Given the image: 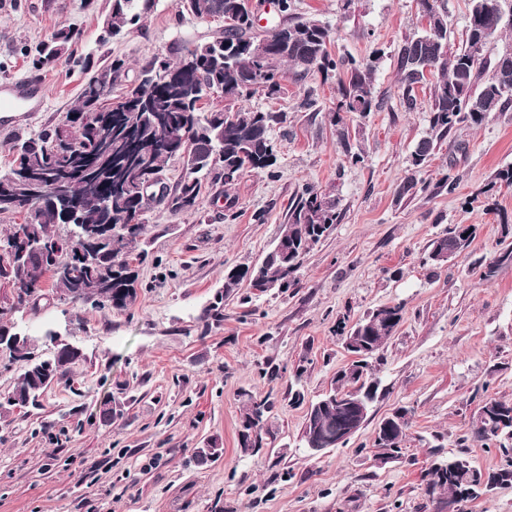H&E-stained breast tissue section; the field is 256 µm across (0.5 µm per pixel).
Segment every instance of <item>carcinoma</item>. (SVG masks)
Returning a JSON list of instances; mask_svg holds the SVG:
<instances>
[{
  "label": "carcinoma",
  "mask_w": 512,
  "mask_h": 512,
  "mask_svg": "<svg viewBox=\"0 0 512 512\" xmlns=\"http://www.w3.org/2000/svg\"><path fill=\"white\" fill-rule=\"evenodd\" d=\"M251 2L179 0L180 6L196 18L206 5H212L214 14L224 20V36L187 47L174 58L151 56L139 67L140 85L129 87L116 104L112 98L101 96V88L124 77L129 62L114 57L98 68L66 114L72 135L69 153H55L50 148L58 135L56 126L36 137L18 136L12 141L10 167L0 172V196L13 189L21 170L32 167L68 180L81 209L67 215L54 199L45 197L29 209V217L21 228L29 244L48 237L56 239L59 247L54 255L44 259L30 250L0 254V281L12 285L17 292L14 304L0 307V336H10L4 343L9 356L25 362L8 399L0 400L1 415L26 401L38 407L39 398L51 384L70 380L72 365L81 358L79 354L62 356L50 373L42 374L43 361L32 358L34 338L19 330L14 322L17 312H38L47 281H52L60 301L89 304L95 309L108 307L118 312L135 303L139 275L134 262L142 260L137 247L147 232L145 215L149 210L138 191L137 167L142 165L162 173L171 159H184L183 174L169 187L166 210L171 214L200 209L204 179L224 186L227 208H233L229 189L235 181L223 180L224 170L271 171L278 157L270 134L286 122L283 112L245 108L241 102L259 89L268 98L277 97L286 66L300 74L340 69L345 72L336 108L331 111V124L336 127L347 159L353 164L360 162V156L349 151L340 124L345 113L365 116L377 107L372 65L352 57H333L328 51L331 29L315 18L288 22V28L273 34L267 55L254 53V36L248 23ZM505 2L471 0L465 49L450 57L446 50L448 16L440 0H418L427 27L423 33L404 41L398 56V72L403 103L408 110L417 105L415 88L430 76L436 78L430 106V124L436 138L418 143L412 154L413 168L424 166L436 148L435 140L447 137L455 126H478L490 114L512 107V92L505 91L497 81L501 55L482 57L484 49L502 32L499 18ZM150 8V0H111L101 41L106 44L122 35ZM79 37L72 27L60 26L50 39L35 47L33 68H50L71 56V47ZM218 89L223 91L224 107L200 111L198 103L203 96ZM476 99L481 101V108L473 110L468 102ZM108 109L112 110V140L103 145L97 142V126ZM337 220L336 200L313 187H305L289 209L287 222L281 225L278 247L259 264L239 265L224 272V296H230L243 283L262 293L276 286L294 285L304 256L330 234ZM76 224H105L109 233L88 245L79 238H71ZM476 233L474 224L454 226L430 244L429 261L442 266L443 262L435 257L437 250L453 248L460 255L471 245ZM509 263L512 243L504 245L493 261L480 264L473 271L480 280L490 281L500 266ZM377 311L385 315V325L376 327L366 316L350 331L354 336L365 337L371 355L393 336L404 317V307L399 303L381 306ZM371 381L369 362L353 361L336 373L333 392H362ZM241 397L238 446L242 452L252 453L264 447V427L272 402L267 396L258 398L246 392ZM320 401L325 407L318 411L317 430L303 427L302 439L307 443L313 436L325 447L336 437L347 415L329 402V396ZM485 406L490 408V417L473 419V436L481 441L512 440V402L490 398ZM409 426L410 421L406 420L394 428L391 444L380 446L383 453L401 451ZM500 449L511 464L487 472L488 481L496 487L511 486L512 444H503ZM466 461L467 457L457 455L439 463L431 462L427 472L429 495L434 499L460 497L468 502L482 499L486 491L471 482L470 468L463 466Z\"/></svg>",
  "instance_id": "carcinoma-1"
}]
</instances>
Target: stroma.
Returning a JSON list of instances; mask_svg holds the SVG:
<instances>
[{
	"mask_svg": "<svg viewBox=\"0 0 512 512\" xmlns=\"http://www.w3.org/2000/svg\"><path fill=\"white\" fill-rule=\"evenodd\" d=\"M288 2L286 12L261 14L260 28L314 17L332 29V55L375 65L379 108L345 114L341 128L362 163H347L328 117L343 72L287 74L277 98L245 102L288 116L272 133L274 174L245 173L229 192L203 183L196 213L152 207L132 307L57 302L36 316L16 313L23 330L40 321L58 326L83 358L73 383L49 387L39 408L0 415V512H433L425 476L432 445L485 471L502 465L497 443L474 438L472 417L485 398L512 401V264L488 282L470 267L497 255L500 218L512 219V186L490 200L482 193L512 167V110L453 130L417 175L424 190L399 197L412 153L431 134L433 83L416 88L409 112L398 75L405 38L426 25L417 0ZM108 10V0H0V82L48 88L37 120L0 126V170L15 134L64 119L87 79L85 62L125 57L131 68L121 93L144 58L176 56L224 29L223 21L180 12L178 0H154L138 25L103 44ZM63 24L81 34L72 60L34 70L29 49ZM306 98L315 108H302ZM445 177L455 191L441 186ZM308 186L336 199L339 218L304 258L295 285L263 294L240 286L220 320L206 322L225 269L260 261ZM228 194L236 199L230 212ZM458 224L477 225L476 238L434 268L431 241ZM393 303L403 305L404 320L373 358L380 386L367 424L346 445L311 455L301 438L307 405L351 363L344 336ZM293 388L303 403L292 401ZM245 391L274 402L268 444L253 455L237 442ZM111 399L124 415L107 421L101 410ZM399 408L410 411L411 427L400 458L384 462L374 429ZM214 439L221 457L198 463L197 448Z\"/></svg>",
	"mask_w": 512,
	"mask_h": 512,
	"instance_id": "stroma-1",
	"label": "stroma"
}]
</instances>
